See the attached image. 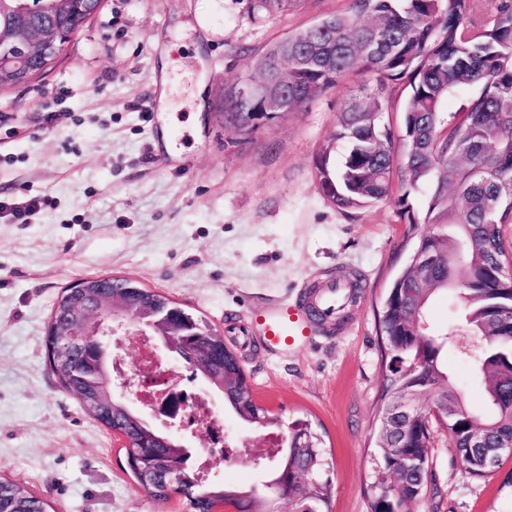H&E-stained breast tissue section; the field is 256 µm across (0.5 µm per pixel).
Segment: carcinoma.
<instances>
[{
  "mask_svg": "<svg viewBox=\"0 0 512 512\" xmlns=\"http://www.w3.org/2000/svg\"><path fill=\"white\" fill-rule=\"evenodd\" d=\"M288 66L307 56L312 65L288 76V105L304 108L343 84L352 74L366 79L351 91L337 119L336 139L347 144L341 162L325 150L315 176L340 210L396 201L406 224L438 225L417 238L405 268L393 280L383 303L380 333L389 361L380 414L403 396L419 400L398 420L379 419L377 448L382 469L394 480L377 493L371 512H400L418 497L430 466V418L448 437L476 477L494 472L491 449L512 438V285L498 272L508 258L504 227L512 224V0H495L494 13L475 14L474 0H346V7L314 27L274 44L259 65L275 70L283 51ZM409 88L400 131L385 124L394 86ZM452 96L461 104L441 110ZM227 121L248 127L263 113L242 110L225 97ZM433 182L424 218L409 204L411 191ZM401 194H395V190ZM460 302L462 327L433 330L426 311L438 295ZM182 337L185 345L211 346L204 367L224 379V403L258 429L274 421L255 402L238 355L212 334L203 319ZM476 343L460 342L461 335ZM490 385V413L480 416L451 382L448 350ZM110 347L90 342L70 359L48 357L61 387L76 395L84 410L127 438L128 470L157 501L186 495L192 512H213L233 503L239 512H269V497L226 483H191L189 450L152 439L137 419L112 401V383L99 372ZM295 445L277 455L271 482L280 483L288 512H329L330 479L321 437L307 421L295 422ZM0 512H48L25 485L0 478Z\"/></svg>",
  "mask_w": 512,
  "mask_h": 512,
  "instance_id": "1",
  "label": "carcinoma"
}]
</instances>
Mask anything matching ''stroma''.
Segmentation results:
<instances>
[{
    "mask_svg": "<svg viewBox=\"0 0 512 512\" xmlns=\"http://www.w3.org/2000/svg\"><path fill=\"white\" fill-rule=\"evenodd\" d=\"M345 0H290L253 15L250 0H102L46 74L0 91V197L39 200L28 223L0 220V477L24 482L49 512H188L153 500L110 430L47 365L58 294L112 275L205 318L233 349L256 401L280 426L310 421L323 440L330 512H371L381 456L373 435L385 372L379 319L387 289L427 224L394 202L342 211L314 164L341 161L337 117L350 78L241 140L224 125V86L272 42ZM205 112L194 125L197 80ZM358 282L337 329L310 343L264 345L251 311L295 301L329 279ZM431 477L403 512H512V460L473 477L433 426ZM241 490L268 467L245 453L208 457Z\"/></svg>",
    "mask_w": 512,
    "mask_h": 512,
    "instance_id": "1",
    "label": "stroma"
}]
</instances>
